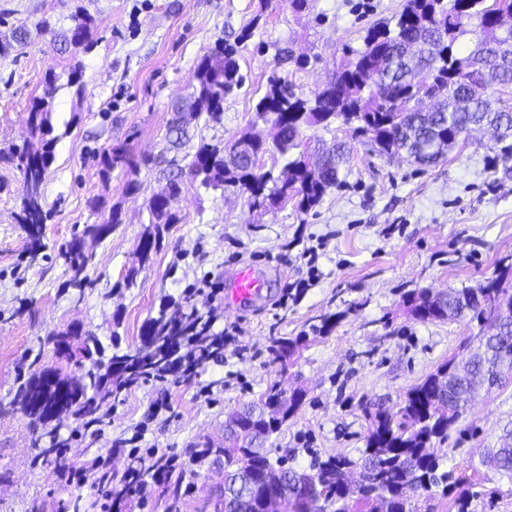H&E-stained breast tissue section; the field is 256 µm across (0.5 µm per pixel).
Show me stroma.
Returning <instances> with one entry per match:
<instances>
[{
  "instance_id": "stroma-1",
  "label": "stroma",
  "mask_w": 512,
  "mask_h": 512,
  "mask_svg": "<svg viewBox=\"0 0 512 512\" xmlns=\"http://www.w3.org/2000/svg\"><path fill=\"white\" fill-rule=\"evenodd\" d=\"M403 4L307 0L298 13L290 0H0V25L29 32L25 44L0 57L1 149L29 139L31 103L48 73L58 78L49 101L55 160L42 184L51 216L45 258L36 266L23 260L25 233L16 221L21 175L0 163V512H59L61 503L93 496L89 485L61 483L54 467L34 465L28 420L8 407L18 372L36 354L69 373L54 358L50 334L78 326L102 342L116 333L132 345L160 306L193 299L207 280L221 287L203 309L215 330L231 334L223 361L190 379L123 393L108 411L104 436L74 438L66 452L75 465L107 459L116 481L129 458L114 440L137 435L141 451L178 458L182 480L149 484L124 512H213L207 502L219 478L192 466L185 450L206 436L223 441L227 414L274 384L305 392L272 438L290 465L307 467L314 451L358 456L367 412L397 411L409 389L478 334V324L466 320L416 321L402 300L416 288H473L512 270V174L496 160L488 128L472 131L430 167L379 153L369 136L339 122L305 129L306 155L336 141L348 150L343 183L306 214L290 204L259 213L238 190L184 179L170 205L178 223L165 230L135 286L123 285L149 226V201L168 173L186 171L200 141L271 138V125L255 122L254 106L272 70L297 95L312 96L349 50L362 47L367 30L392 23ZM80 7L99 32L93 48L74 60L39 24L46 18L54 31L67 30ZM247 27L252 38L239 42ZM220 39L236 46L244 84L225 97L220 122L199 117L189 126L190 141L173 147V106L191 95L200 58ZM281 49L307 56L308 65L277 64ZM76 62L85 84L80 97L67 85ZM118 145L125 161L104 169V155ZM97 200L102 210L94 209ZM112 208L121 224L94 249V288L74 300L63 288L59 248L74 226L99 223ZM307 249L317 252L315 265L300 261ZM245 266L262 288L253 302L237 304L231 288ZM326 316L335 322L330 333L290 359H274L272 337L298 336ZM507 427L512 383L477 397L435 448L445 469L468 477L469 492L488 503L487 512H512V480L478 465Z\"/></svg>"
}]
</instances>
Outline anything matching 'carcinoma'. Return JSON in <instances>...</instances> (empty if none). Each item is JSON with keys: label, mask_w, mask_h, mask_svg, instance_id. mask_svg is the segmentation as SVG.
Returning <instances> with one entry per match:
<instances>
[{"label": "carcinoma", "mask_w": 512, "mask_h": 512, "mask_svg": "<svg viewBox=\"0 0 512 512\" xmlns=\"http://www.w3.org/2000/svg\"><path fill=\"white\" fill-rule=\"evenodd\" d=\"M73 25L62 34L65 44L81 52L94 43L96 22L84 9L76 11ZM478 21L480 35L466 56L457 53L459 37L467 34L470 22ZM512 45V0H405L393 27L373 28L363 47L349 51L336 77L311 99L298 96L277 72H272L264 95L255 105V118L270 121L277 129L273 143L253 136L230 144L200 142L189 164L191 177L206 188L234 187L247 195L251 208L268 210L296 202L308 213L322 201L328 189L341 182L345 163L342 145L336 143L322 152L323 167L315 175L302 156L288 161L279 173L248 166V153L285 155L297 146L305 127L331 125L338 119L358 123L354 131L371 137L377 151L404 155L430 166L439 162L476 126L495 128L494 146L503 162L512 160V112L493 111L479 96L463 108L460 96L467 85L477 83L486 91L494 86H512V62L503 65L482 45L487 41ZM236 49L222 40L198 64L197 84L186 106L190 115L207 114L218 123L224 112V97L241 84L235 59ZM57 77L46 81L45 96L33 101L28 123L39 147H14L0 159L22 174L23 196L18 223L26 234L24 260L34 266L43 259L44 227L48 212L43 206L45 172L55 159V137L47 99L57 90ZM150 227L127 276L131 286L137 266L151 259L164 229L179 218L165 207L161 194L149 203ZM118 211L112 209L98 224H85L60 247L68 276L66 288L84 295L93 286L89 268L94 245L104 241L119 226ZM403 303L417 321H441L451 316L468 317L479 323L491 322L493 331L483 336L485 349L474 356L461 355L408 391L395 413H368L365 448L360 456L312 455L309 468L287 466L288 457H272L277 449L264 444L277 434L301 405L304 393L293 391L284 400L276 386L257 401L230 414L232 427L224 447L195 442L189 461L195 466L214 468L227 489L243 481L246 494L224 500V510L255 512L268 496L288 504L287 512H417L419 499L442 488L452 492L456 482L450 472H439L441 459L429 453L436 442L448 439V432L467 411L472 394L502 385L504 371L512 372V289L503 277L487 280L477 288L433 291L429 288L405 294ZM66 336L80 337L79 359L73 353V375L61 378L52 367L35 357L28 371L19 372L10 401L13 409L29 418L34 464L63 465L65 449L73 435L61 429L72 418L83 436L98 438V413L112 406V399L129 390V383L148 372L162 379L195 365L224 357V336L212 332L208 314L193 305L185 310L165 306L153 317L139 343L118 350L106 359L100 338L92 332L70 329L50 336L52 343ZM307 341L305 336H279L271 340L270 352L278 358L292 356ZM68 386L66 404L57 415L47 414L35 404L49 376ZM480 464L512 480V431L500 437L499 446L489 448Z\"/></svg>", "instance_id": "1"}]
</instances>
